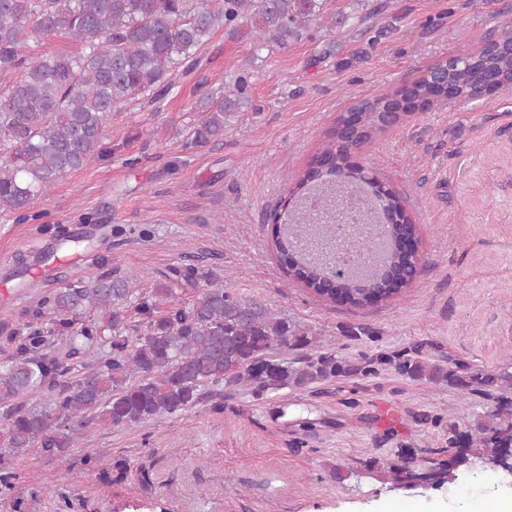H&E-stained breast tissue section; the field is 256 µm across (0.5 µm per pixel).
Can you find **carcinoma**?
I'll list each match as a JSON object with an SVG mask.
<instances>
[{
	"instance_id": "carcinoma-1",
	"label": "carcinoma",
	"mask_w": 512,
	"mask_h": 512,
	"mask_svg": "<svg viewBox=\"0 0 512 512\" xmlns=\"http://www.w3.org/2000/svg\"><path fill=\"white\" fill-rule=\"evenodd\" d=\"M325 0H0V73L16 79L0 87V212L26 217L31 201L46 193L62 175L76 171L101 154L104 129L118 107L140 96L157 102L173 89V75H189L207 63L200 54L215 33L251 40L253 53L274 43L282 48L302 37L323 17ZM49 37L78 42L77 54L37 55ZM490 70L512 84V53L482 43L455 55L443 69L440 85L421 77L400 93L404 97L465 100L470 75ZM246 80L233 89L197 101L199 119L192 127L197 145L224 134V113L244 99ZM362 115V132L351 141L335 136L304 172L301 187H322L326 176L347 168L351 144H363L385 128V113L403 112L395 98L379 95L354 105ZM356 195L338 191L306 199L285 211L276 228L275 248L293 280L330 302L340 298L355 308L388 301L414 281V267L398 253L370 272L374 295L354 277L334 278L325 261L307 245L312 226L327 213L350 214ZM396 238L417 231L405 217L400 199L384 200ZM371 213L361 209L345 252L350 258L371 247L367 228ZM170 283L144 290L129 287L113 271L78 285L45 294L33 318L49 319L63 332L65 347L48 355L37 324L11 337L12 353L0 361V470L9 478L12 461L39 448L62 461L75 435L94 425L138 427L158 416L177 415L224 389L246 385L253 391L306 389L342 376L350 365L332 352L313 351L298 365L277 357L286 349H306L315 338L301 325L274 312L266 303L232 288L203 289L186 306L173 287L196 286L195 269L174 268ZM97 317L69 332L86 312ZM142 322L131 329L128 313ZM135 335H129V331ZM99 353L84 360L87 349ZM396 368L413 380L446 383L467 397L492 398L485 412L460 430L448 423V448L464 442L453 465L479 459L495 466L512 448V371L471 369L467 364L430 363L402 349L392 356ZM80 378L65 381L74 367ZM47 395L46 403L26 406L30 393Z\"/></svg>"
}]
</instances>
